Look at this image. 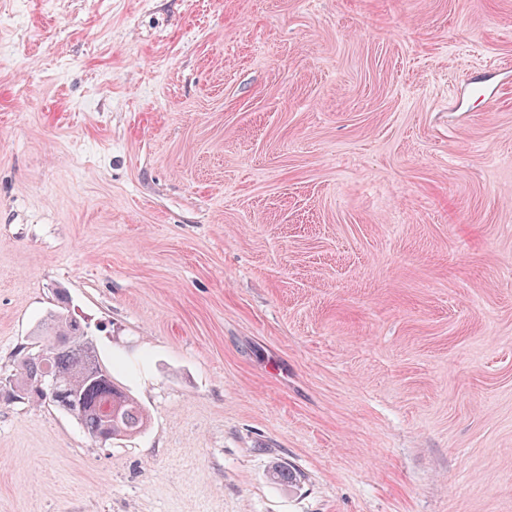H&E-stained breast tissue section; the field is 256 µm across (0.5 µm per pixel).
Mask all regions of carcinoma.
Returning <instances> with one entry per match:
<instances>
[{"instance_id": "obj_1", "label": "carcinoma", "mask_w": 512, "mask_h": 512, "mask_svg": "<svg viewBox=\"0 0 512 512\" xmlns=\"http://www.w3.org/2000/svg\"><path fill=\"white\" fill-rule=\"evenodd\" d=\"M97 357V345L87 323L65 312H51L35 329L33 342L24 347L11 382L17 396L47 402L73 416L93 439L105 426L101 408L109 399L117 411L112 438L140 432L148 423L146 412L113 376L92 377L89 365ZM46 373L60 382L56 399L36 387Z\"/></svg>"}]
</instances>
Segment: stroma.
I'll use <instances>...</instances> for the list:
<instances>
[{
  "label": "stroma",
  "mask_w": 512,
  "mask_h": 512,
  "mask_svg": "<svg viewBox=\"0 0 512 512\" xmlns=\"http://www.w3.org/2000/svg\"><path fill=\"white\" fill-rule=\"evenodd\" d=\"M502 61L512 0H0V381L62 290L150 414L0 396V512H512Z\"/></svg>",
  "instance_id": "obj_1"
}]
</instances>
